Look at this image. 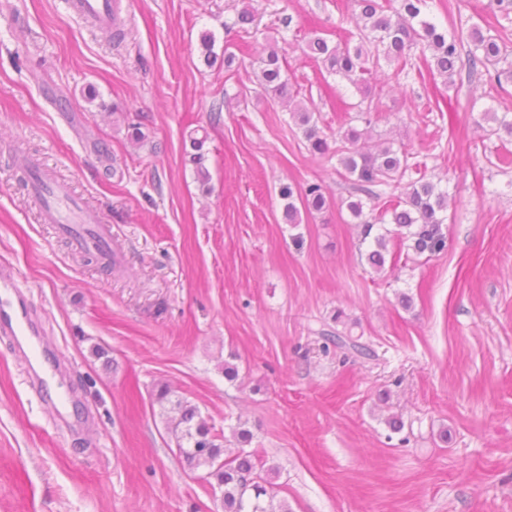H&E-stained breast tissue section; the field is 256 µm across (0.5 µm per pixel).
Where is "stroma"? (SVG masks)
<instances>
[{"label":"stroma","instance_id":"stroma-1","mask_svg":"<svg viewBox=\"0 0 512 512\" xmlns=\"http://www.w3.org/2000/svg\"><path fill=\"white\" fill-rule=\"evenodd\" d=\"M117 2L119 40L71 0H0V263L62 358L63 396L38 395L0 336V512H224L179 454L164 388L215 434L249 429L289 512H512V168L482 119L512 112V88L474 103L464 80L374 76V134L449 193L446 249L378 275L335 153L310 151L256 65L276 42L335 140L362 94L306 43L354 31L344 0ZM429 13L465 29L492 17L489 0ZM206 32L231 67L205 64ZM21 152L111 224L120 264L41 221ZM311 182L330 208L289 223L281 187Z\"/></svg>","mask_w":512,"mask_h":512}]
</instances>
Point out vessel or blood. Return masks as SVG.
<instances>
[{
    "label": "vessel or blood",
    "mask_w": 512,
    "mask_h": 512,
    "mask_svg": "<svg viewBox=\"0 0 512 512\" xmlns=\"http://www.w3.org/2000/svg\"><path fill=\"white\" fill-rule=\"evenodd\" d=\"M74 10L99 24H111L114 0H72ZM32 192L40 202L46 223L58 230L77 246L100 253L104 262L115 261L112 250V227L96 214L87 212L80 200L69 189L44 171L34 170ZM0 333L13 336L19 346L29 347L37 330L29 308L18 292V283L11 268L0 266Z\"/></svg>",
    "instance_id": "obj_1"
}]
</instances>
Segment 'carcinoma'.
Wrapping results in <instances>:
<instances>
[{
	"label": "carcinoma",
	"instance_id": "obj_1",
	"mask_svg": "<svg viewBox=\"0 0 512 512\" xmlns=\"http://www.w3.org/2000/svg\"><path fill=\"white\" fill-rule=\"evenodd\" d=\"M358 9L356 26L358 42L331 43L322 35H315L308 43L314 58L321 60L326 72L338 76L354 86L366 81L386 63L392 72L384 74L388 82L397 83L401 76L417 72L439 76L444 84L453 86L455 77L466 75L471 92L484 84L501 90L512 86V60L509 59L507 43L512 35V0H491L493 21L487 27L474 24L468 32L473 49L462 54L463 33L452 29H441L426 13L427 0H353ZM205 59L215 64L218 58L214 51V38L209 33L201 36ZM224 66L229 68L234 55L223 53ZM285 58L275 45L268 47L258 59L259 82L263 91L288 107L303 129V135L312 152L324 155L329 152L327 139L321 134L317 121L302 101L298 92L292 90L290 79L284 68ZM378 106L365 99L359 112L365 114L366 127L359 129L352 123L336 132V158L342 169L341 176L352 182L355 190L377 200H383L378 212L367 216L362 199H351L347 209L361 225L362 238L371 236L377 224H392L391 234L373 237V249L367 261L375 272L385 269L386 262L394 264L401 260L403 249L417 255L440 253L447 247V236L443 224L447 221L448 191L420 174L419 164L409 162L411 153L403 145L386 140L373 142L372 113ZM483 120L495 125L493 131L504 132L512 137V115L499 114L491 109L483 113ZM417 178L410 181L400 195L386 197L374 192L376 187L399 188L409 171ZM288 221L298 223L299 210L294 203L295 188L288 184L281 188ZM304 205L317 212L329 207L323 187L317 183L306 185L302 198ZM395 249H389V244ZM332 341L340 348H347L361 356L371 355L366 345L350 336L336 335ZM174 410L177 417L170 420L178 450L188 465L205 467L222 491L224 512H276L273 496L264 485L253 454L243 448L232 455L217 443L197 407L178 401Z\"/></svg>",
	"mask_w": 512,
	"mask_h": 512
}]
</instances>
